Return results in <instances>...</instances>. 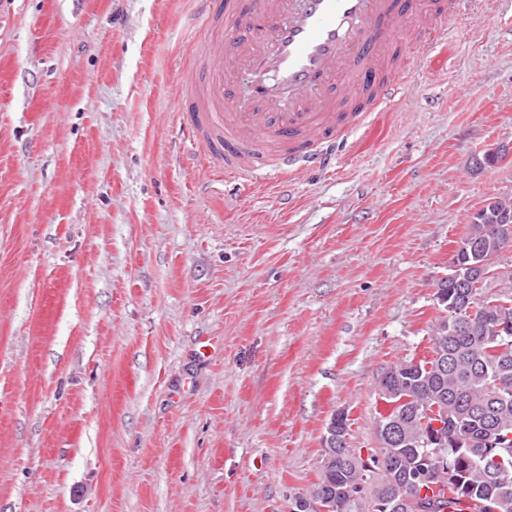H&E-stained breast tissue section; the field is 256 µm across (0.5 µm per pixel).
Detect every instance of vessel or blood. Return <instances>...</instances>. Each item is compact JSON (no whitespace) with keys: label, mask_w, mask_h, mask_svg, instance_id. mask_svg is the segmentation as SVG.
<instances>
[{"label":"vessel or blood","mask_w":512,"mask_h":512,"mask_svg":"<svg viewBox=\"0 0 512 512\" xmlns=\"http://www.w3.org/2000/svg\"><path fill=\"white\" fill-rule=\"evenodd\" d=\"M202 31L177 107L203 156L241 181L335 167L342 129L410 93L398 43L427 53L457 0H197Z\"/></svg>","instance_id":"vessel-or-blood-1"}]
</instances>
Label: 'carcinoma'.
<instances>
[{"mask_svg":"<svg viewBox=\"0 0 512 512\" xmlns=\"http://www.w3.org/2000/svg\"><path fill=\"white\" fill-rule=\"evenodd\" d=\"M506 216L512 218V197L499 196L470 222L459 246L474 237L487 249L463 254L459 279L437 285L451 301L431 321L423 359L394 364L391 389H379L383 401H406L387 420L396 440L380 436L377 447L367 450L341 447L334 458L323 452L318 481L292 498L290 512H309L313 500L325 501L329 512H512V332L501 318L503 312L512 318V289L460 283L468 279L469 265L481 262L512 274L494 230ZM430 352L441 359H429ZM441 395L448 419L437 448L425 444L434 418L420 411ZM489 433L498 436L492 448L482 443ZM426 473L432 488L423 495L417 485Z\"/></svg>","mask_w":512,"mask_h":512,"instance_id":"obj_1","label":"carcinoma"}]
</instances>
